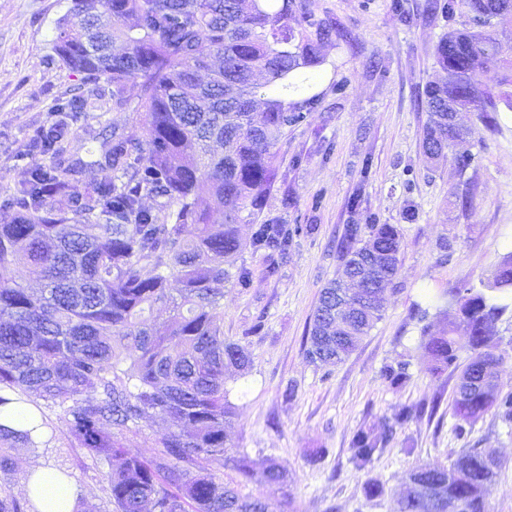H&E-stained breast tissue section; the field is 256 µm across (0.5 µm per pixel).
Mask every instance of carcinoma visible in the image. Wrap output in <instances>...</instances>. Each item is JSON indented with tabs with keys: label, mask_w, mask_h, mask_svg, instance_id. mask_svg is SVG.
<instances>
[{
	"label": "carcinoma",
	"mask_w": 512,
	"mask_h": 512,
	"mask_svg": "<svg viewBox=\"0 0 512 512\" xmlns=\"http://www.w3.org/2000/svg\"><path fill=\"white\" fill-rule=\"evenodd\" d=\"M461 7L467 21L449 28L435 48L446 77L425 90L420 151L430 160L470 134L448 122L449 108L478 112L487 125L499 106L512 111V37L499 31L512 0H428L429 10L450 20ZM129 18L133 24L124 25ZM304 22L319 29L318 40L298 30ZM55 30L54 56L88 82L105 81L115 108L128 105V77L141 79L137 109L146 123L140 135L112 134L104 151L112 175L81 191L64 153L83 114L77 100H56L50 122L24 144L54 164L32 171L0 200V213L10 215L0 224V412L23 403L39 415L30 429L0 424V512H36L5 481L12 450L46 446L59 427L70 447L105 469L113 512H264L263 499L247 490L256 463L231 450L228 438L235 405L224 373L248 371L251 358L224 337L221 300L226 286L251 285L238 224L245 211L261 213L285 130L317 106L307 90L333 31L295 0H71ZM497 66L502 91L495 95L477 77ZM148 195L164 202L147 208ZM55 197L65 206L51 204ZM302 230L312 228L255 225L252 247L269 260L268 276ZM403 245L397 224L373 217L345 225L336 245L339 277L320 291L304 337L311 362H340L368 335L382 316L383 284L396 278ZM373 252L380 261L368 277L377 294L363 303L351 292L350 315L336 321V288ZM32 268L44 281L36 296L21 286ZM158 305L172 311L162 333L148 323ZM432 308L446 325L439 333L422 329L418 348L429 370L454 368L458 353L469 352L451 403L458 435L491 410L512 426V388L499 380L493 334L512 312V250L480 287H452L417 302L412 318L423 322ZM409 367L401 360L385 366L383 376L399 385L410 378ZM424 413V405H408L377 428H360L352 439L356 467L365 468ZM158 417L177 430L155 437L154 457L128 451L126 435ZM500 468L475 447L448 465L419 464L407 475L398 512H448L451 500L462 512H490ZM262 474L288 489L278 462L262 463Z\"/></svg>",
	"instance_id": "carcinoma-1"
}]
</instances>
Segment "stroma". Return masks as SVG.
Returning a JSON list of instances; mask_svg holds the SVG:
<instances>
[{
  "label": "stroma",
  "instance_id": "obj_1",
  "mask_svg": "<svg viewBox=\"0 0 512 512\" xmlns=\"http://www.w3.org/2000/svg\"><path fill=\"white\" fill-rule=\"evenodd\" d=\"M392 0H306L324 24L345 34L322 48L324 63L312 91L320 97L307 122L289 128L276 147L275 175L264 197L262 218L280 224H311L294 237L288 259L275 276L248 241L243 219L242 257L253 271L250 287L224 290V335L241 342L253 363L246 374L226 375L236 415L230 439L256 461L271 458L288 471L280 488L254 476L250 490L271 505L284 492L294 512H397L409 471L425 462L444 464L461 449L494 450L502 468L490 496V512H512V428L487 413L467 437H457L450 402L457 378L433 373L416 345L420 325L410 318L425 290L469 286L491 277L512 244V112L496 113L486 130L477 113L462 112L459 123L473 134L444 156L426 160L420 140L427 114L426 86L441 77L434 49L447 32L446 17L427 11V0H405L397 15ZM70 0H0V194L8 193L31 169L50 166L49 156H18L34 129L47 124L56 99L83 104L84 126L67 156L79 163V188L107 175L103 143L113 128L141 132L137 113L140 80H127L128 106L112 107L109 93L82 75L49 63L57 20ZM475 155L476 165L458 161ZM359 205H352L353 195ZM400 225L404 249L392 289L386 290L381 320L344 362L317 366L304 354V336L319 293L339 267L336 240L345 225L370 217ZM448 240L449 259L439 243ZM263 321L256 336L249 327ZM410 354V379L399 387L381 377L385 365ZM292 399H283L287 387ZM438 402L434 415L399 430L388 448L364 470L352 462L351 440L361 425L392 417L402 406ZM50 448H18L11 489L24 496L33 466L59 469L81 489L78 512H109L105 481L57 429ZM380 481L385 494L370 501L364 484Z\"/></svg>",
  "mask_w": 512,
  "mask_h": 512
}]
</instances>
